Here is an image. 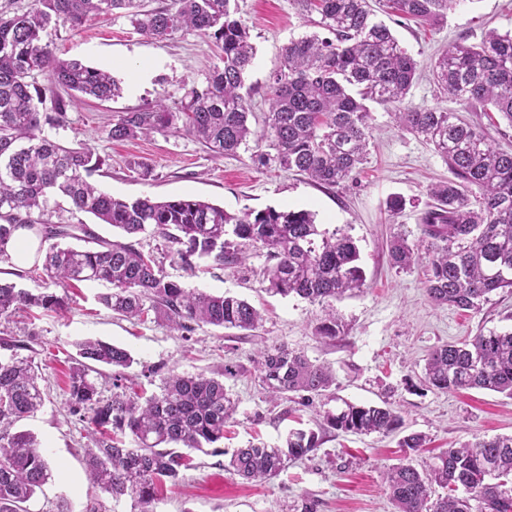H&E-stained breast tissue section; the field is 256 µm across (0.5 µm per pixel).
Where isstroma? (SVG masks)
<instances>
[{
  "label": "stroma",
  "instance_id": "1",
  "mask_svg": "<svg viewBox=\"0 0 512 512\" xmlns=\"http://www.w3.org/2000/svg\"><path fill=\"white\" fill-rule=\"evenodd\" d=\"M238 9L256 48L246 85L259 114L268 109L267 92L281 65L283 46L309 28L293 0H238ZM385 22L419 64L409 103L446 109L450 103L432 77L434 61L456 43L479 42L489 29L512 30V0H462L433 27H419L395 14ZM44 40L58 57L109 71L120 84V95L113 100L75 102L59 134L62 142L87 144L104 158V166L92 177L103 190L121 199H199L237 214L268 207L313 211L318 223L344 228L355 239L366 284L361 292L336 301L345 333L324 339L315 334L323 315L320 306L266 292L264 251H251L242 267L205 261L189 273L165 252L159 237L145 232L134 236L133 244L161 261L169 279L246 299L260 309V326L245 333L199 323L183 334L152 318L131 320L99 303V295L110 290L105 282H86L68 292L55 288L63 299L61 310L0 318V331L31 348L46 391L40 410L19 424L45 446L54 474L29 502L30 512H57L64 499L73 512H133L131 498L113 501L93 488L85 473L82 449L89 425L70 413L65 393L76 344L85 339L127 349L134 358L130 372L145 392H156L160 377L171 371L220 374L237 404L215 451L195 453L184 480L160 491L155 512H396L384 480L389 468L407 459L422 465L440 451L477 437L512 434V399L478 389L443 392L423 382L426 359L435 347L512 328V290L493 292L476 311L437 306L424 288L427 258L404 270L390 263L391 236L398 233L417 244L428 189L449 176L446 162L432 146L398 130L385 107L372 105L374 132L366 163L345 185L325 187L268 162L272 148L265 141L220 159L212 158L193 137L171 131L115 141L108 131L118 113L158 100L180 106L189 89L204 86L213 68L221 65L220 50L194 33L147 38L135 33L126 18L111 15L74 31H48ZM133 160L152 166L150 179L130 169ZM394 194L407 201L396 215L386 209L387 198ZM274 346L330 366L336 376L330 393L309 400L268 401L253 364L261 350ZM230 366L235 369L231 375L226 372ZM341 399L389 405L401 415L403 427L388 435L327 427L323 417ZM298 429L315 431L319 447L289 460L272 480L250 483L227 469L234 449L256 439L277 446ZM413 432L424 434L427 445L404 452L398 442Z\"/></svg>",
  "mask_w": 512,
  "mask_h": 512
}]
</instances>
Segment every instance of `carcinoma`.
<instances>
[{"mask_svg": "<svg viewBox=\"0 0 512 512\" xmlns=\"http://www.w3.org/2000/svg\"><path fill=\"white\" fill-rule=\"evenodd\" d=\"M237 0H170L150 8L146 0H30L21 13L0 14V259L19 227L32 230L45 254L28 270L37 284L63 288L103 281L110 291L99 301L113 312L142 319L149 313L170 328L193 331L192 324L252 330L261 313L248 301L189 289L167 279L152 255L130 242L96 236L85 224L53 221L61 196L71 209L93 215L126 235L151 231L169 252L194 271L197 262L234 266L249 249L266 252V291L296 296L323 308L316 334H344L332 302L364 287L360 250L343 229L316 223L309 210L267 207L232 214L202 200L149 197L124 200L91 181L105 159L85 144L68 147L44 134V127L65 126L68 106L82 98L112 100L120 85L110 73L79 60L58 58L42 34L49 27L75 30L104 14H123L146 37L166 39L192 32L213 41L223 67L202 87H192L172 111L162 102L121 112L108 135L136 139L173 129L201 142L215 159L234 155L259 134L251 128L250 94L242 93L255 47L249 29L236 17ZM461 0H296L303 20L331 34L292 39L270 84L269 109L259 136L275 150L284 171L305 174L335 187L353 178L365 162L372 132L368 103L391 107L401 130L433 145L451 178L429 188L432 203L423 212L419 244L396 235L391 264L404 268L429 261L425 288L438 306L475 310L499 289L512 288V151L497 147L483 129L453 111L407 104L418 63L377 12L397 13L419 25L433 26ZM318 19H313L312 15ZM47 76L51 109H43L34 75ZM448 98L467 112H497L512 125V34L490 30L480 42H459L432 68ZM67 238L88 239L94 248H62ZM61 306L53 294L0 282V317L18 310ZM70 368L71 413L93 426V447L83 449L93 486L117 501L130 497L139 512L152 504L163 485H176L192 467L189 452L224 438L236 403L218 377L171 373L160 379L159 393H126L125 370L134 358L124 348L101 340L77 343ZM0 512H28L27 503L52 477L37 438L17 431L18 422L43 405L37 365L20 351L26 344L0 338ZM100 363L117 369L112 398L99 397L89 378ZM258 378L272 401L307 392L320 396L335 384L325 365L283 347L265 349L257 360ZM424 382L441 391L485 389L512 398V329L482 333L435 348L425 365ZM329 427L367 435L390 434L403 420L387 406L344 403L326 415ZM131 435L136 447H126ZM319 447L318 435L298 430L282 447L263 443L236 449L233 471L246 480L266 482L291 458ZM512 434L477 439L448 448L419 470L401 463L386 473L397 512H512ZM448 494L432 500L435 488Z\"/></svg>", "mask_w": 512, "mask_h": 512, "instance_id": "obj_1", "label": "carcinoma"}]
</instances>
